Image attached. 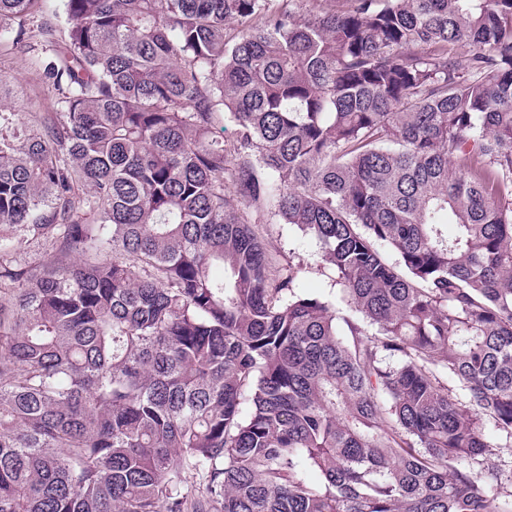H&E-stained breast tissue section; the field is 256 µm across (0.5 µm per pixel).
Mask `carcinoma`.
I'll list each match as a JSON object with an SVG mask.
<instances>
[{
	"instance_id": "cac0c4a2",
	"label": "carcinoma",
	"mask_w": 512,
	"mask_h": 512,
	"mask_svg": "<svg viewBox=\"0 0 512 512\" xmlns=\"http://www.w3.org/2000/svg\"><path fill=\"white\" fill-rule=\"evenodd\" d=\"M297 2L64 0L0 113V512H512V0ZM63 21L62 0H36L25 24V41L18 45L12 40L0 41V79L4 80L0 111L14 112L19 126H31L56 112L57 91L46 79L44 67L59 50L61 34L55 43H46L41 26L51 22L61 28ZM276 267H301V285L306 292L333 297L338 294L331 273L319 262L318 245L301 231L265 211L263 224H256Z\"/></svg>"
}]
</instances>
